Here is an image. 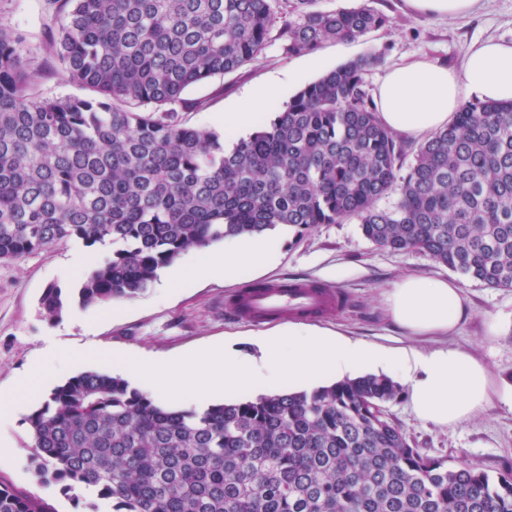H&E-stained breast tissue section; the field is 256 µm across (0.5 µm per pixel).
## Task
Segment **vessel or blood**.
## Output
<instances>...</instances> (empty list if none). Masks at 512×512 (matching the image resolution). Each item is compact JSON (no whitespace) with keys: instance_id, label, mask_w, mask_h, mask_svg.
Wrapping results in <instances>:
<instances>
[{"instance_id":"vessel-or-blood-1","label":"vessel or blood","mask_w":512,"mask_h":512,"mask_svg":"<svg viewBox=\"0 0 512 512\" xmlns=\"http://www.w3.org/2000/svg\"><path fill=\"white\" fill-rule=\"evenodd\" d=\"M340 290L313 280L269 281L234 295L235 316L252 323L315 318L344 305Z\"/></svg>"}]
</instances>
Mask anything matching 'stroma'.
Returning <instances> with one entry per match:
<instances>
[{"label":"stroma","mask_w":512,"mask_h":512,"mask_svg":"<svg viewBox=\"0 0 512 512\" xmlns=\"http://www.w3.org/2000/svg\"><path fill=\"white\" fill-rule=\"evenodd\" d=\"M363 4L391 18L392 26L352 41L326 44L319 51L324 62L319 71L306 67L305 57L285 56L278 43H269L259 59L243 70L190 87L187 97L208 99L209 105L201 112L183 113V120L191 126L222 128L224 112L247 92L292 75L301 88L317 80L321 71L363 55L377 59L365 74L373 90L390 68L407 59L424 55L456 66L474 43L512 40V0H485L479 12L455 19L407 17L403 0H318L317 7L340 10ZM65 20L57 0H0V24L20 32L38 49L35 63L43 69L40 88L52 95L81 97L84 89L64 81L53 60L39 49L50 30ZM271 234L280 244L278 263L256 266L238 282L203 278L192 287L166 294L161 281L168 272L162 269L136 298L86 309L75 305L58 319L42 310L43 292L53 284H74L87 266L106 256L103 246L88 247L73 239L0 264V401L12 406L10 412L0 414V445L13 450L11 456L0 457V480L46 500L54 512H83L92 501L90 495L73 499L58 485L41 483L35 476L25 417L43 395L81 371L117 372L115 360L121 356L145 353L171 361V386L176 389L191 369L187 357L192 352L225 343L256 353L255 335L271 331V324L238 320L225 306L230 295L249 285L308 279L340 288L348 296L347 306L313 319V326L389 349L412 345L413 340L385 318L386 289L409 272L431 277L451 274L428 254L375 246L354 220L320 224L304 233L279 226ZM461 286L468 313L451 344L470 351L495 376L512 384V288H490L468 279ZM493 318L499 320L501 332L492 338L487 324ZM36 363L43 367L41 384L21 389L20 379ZM386 411L429 456L451 463L464 457L491 474L512 465V407L503 402L493 403L470 422L450 427L417 419L404 392L387 404Z\"/></svg>","instance_id":"obj_1"}]
</instances>
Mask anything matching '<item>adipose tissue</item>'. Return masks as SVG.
Returning <instances> with one entry per match:
<instances>
[{
  "label": "adipose tissue",
  "mask_w": 512,
  "mask_h": 512,
  "mask_svg": "<svg viewBox=\"0 0 512 512\" xmlns=\"http://www.w3.org/2000/svg\"><path fill=\"white\" fill-rule=\"evenodd\" d=\"M481 3L403 0V11L412 18H458L476 13ZM466 90L485 100L512 99V41L476 44L456 68L426 57L407 60L387 71L375 90V102L387 129L423 142L449 124ZM280 92L275 83L249 92L234 111L225 113V138L262 124L267 105ZM278 252V240L264 233L228 236L223 245L172 268L167 283L188 287L197 278L215 276L237 280L257 261L274 262ZM384 314L405 335L434 341V348L385 350L292 321L287 331L259 337V355L226 348L196 356L178 398L201 404L218 393L232 395L244 388L306 391L327 380L382 372L407 387L418 419L437 426L471 421L497 399L512 404V392L500 391L486 364L447 342L466 315L458 280L402 276L385 293Z\"/></svg>",
  "instance_id": "adipose-tissue-1"
}]
</instances>
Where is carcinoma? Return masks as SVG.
I'll list each match as a JSON object with an SVG mask.
<instances>
[{"label": "carcinoma", "mask_w": 512, "mask_h": 512, "mask_svg": "<svg viewBox=\"0 0 512 512\" xmlns=\"http://www.w3.org/2000/svg\"><path fill=\"white\" fill-rule=\"evenodd\" d=\"M293 2L290 14L280 0H61L67 19L46 47L83 98L41 92L33 48L0 25V261L71 239L113 246L75 287L45 290L48 316L132 299L226 236L350 219L380 248L512 288V100L461 106L406 169L364 79L371 55L307 84L230 148L185 124L180 113L208 106L188 87L273 41L307 55L392 24L367 5ZM399 394L367 375L194 411L89 369L26 417L30 462L76 499L96 489L112 512H512V469L423 453L385 412ZM0 512L53 510L0 480Z\"/></svg>", "instance_id": "carcinoma-1"}]
</instances>
